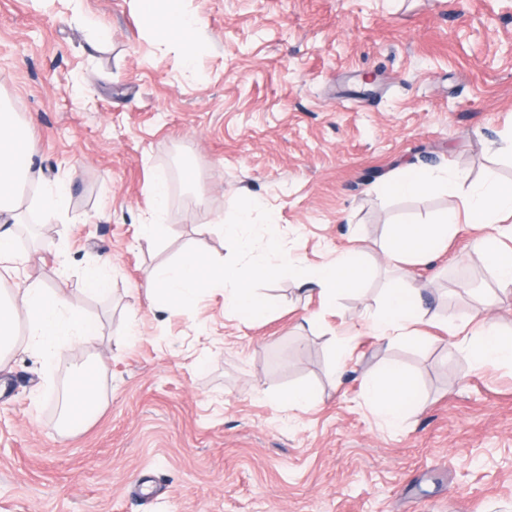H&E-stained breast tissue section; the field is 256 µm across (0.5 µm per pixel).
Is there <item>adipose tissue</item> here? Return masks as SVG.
Masks as SVG:
<instances>
[{"label":"adipose tissue","instance_id":"1","mask_svg":"<svg viewBox=\"0 0 512 512\" xmlns=\"http://www.w3.org/2000/svg\"><path fill=\"white\" fill-rule=\"evenodd\" d=\"M173 0H132L135 12L146 22L163 21L167 32L186 40L185 64L193 66L203 37V25L197 15L173 7ZM28 133L14 109L0 102V281L18 274L29 256L17 247L13 227L21 206L20 192L32 176L34 159L27 148ZM458 172L448 168L425 171L400 167L383 179L385 192L404 197L423 194L435 183L459 180ZM468 224L478 229L474 242L486 265L492 270L501 289L512 288V182L487 175L480 184L458 195L445 217L436 224H394L388 232L385 256L392 262L425 263L444 248L455 225ZM370 274L359 246H352L336 259L304 275L315 292L325 301H333L345 288L357 285ZM144 286L163 305L179 312H190L202 292H224L227 315L257 321L267 315L268 302L254 291L247 277L237 268L211 265L195 254L178 262L152 269ZM429 313L420 287L412 276H404L400 286L389 289L372 327L380 337L406 335L409 327ZM101 334L98 320L72 306L61 291L40 283L0 290V363L19 351L42 356L45 362L56 361L66 346L93 345ZM471 352L482 366L512 364V336L505 335L488 318L477 323L471 332ZM416 394L413 380L399 367L386 365L367 384L366 396L377 408L385 423L398 425L411 408Z\"/></svg>","mask_w":512,"mask_h":512}]
</instances>
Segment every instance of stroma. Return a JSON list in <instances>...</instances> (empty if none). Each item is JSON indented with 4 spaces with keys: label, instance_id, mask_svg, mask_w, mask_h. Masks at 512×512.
I'll return each instance as SVG.
<instances>
[{
    "label": "stroma",
    "instance_id": "stroma-1",
    "mask_svg": "<svg viewBox=\"0 0 512 512\" xmlns=\"http://www.w3.org/2000/svg\"><path fill=\"white\" fill-rule=\"evenodd\" d=\"M206 46L159 40L130 0H0V99L29 131L41 184H66L71 221L27 228L25 275L95 317L94 420L62 431L69 385L36 356L0 365V512H512V367L478 365L453 329L494 320L498 289L456 225L413 266L432 311L411 335L364 323L399 285L383 248L394 224L437 222L455 190L385 194L401 163L452 167L466 183L512 181V0H182ZM175 172L163 236L144 240L153 173ZM204 200H197L196 189ZM252 206L256 253L277 242L317 267L363 240L370 276L335 305L298 275L254 278L257 322L206 294L192 317L150 299L147 270L184 252L237 264L232 223ZM275 223H268V216ZM111 265L108 294L83 289ZM352 351L343 376L339 348ZM415 379L414 408L388 426L365 383L388 363ZM306 387L315 401L279 396Z\"/></svg>",
    "mask_w": 512,
    "mask_h": 512
}]
</instances>
